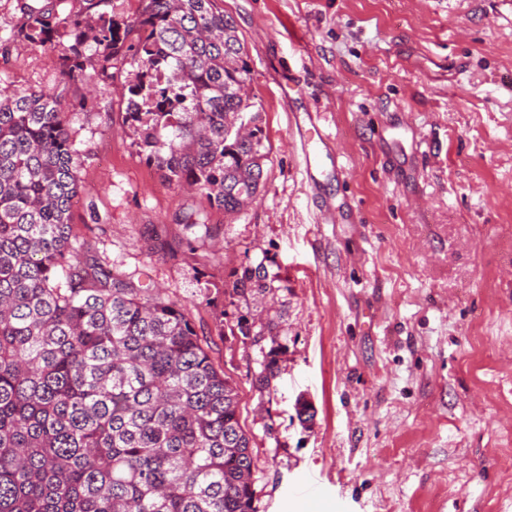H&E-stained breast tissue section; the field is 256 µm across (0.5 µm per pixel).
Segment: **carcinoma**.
<instances>
[{
  "mask_svg": "<svg viewBox=\"0 0 512 512\" xmlns=\"http://www.w3.org/2000/svg\"><path fill=\"white\" fill-rule=\"evenodd\" d=\"M80 2L30 0L0 43L62 60L52 92L0 89V512H257L238 391L191 320L73 243L79 158L60 107L131 67L138 153L235 213L269 155L244 44L218 0H142L132 18ZM241 117L247 139L227 134ZM277 372L267 361L259 389Z\"/></svg>",
  "mask_w": 512,
  "mask_h": 512,
  "instance_id": "cac0c4a2",
  "label": "carcinoma"
}]
</instances>
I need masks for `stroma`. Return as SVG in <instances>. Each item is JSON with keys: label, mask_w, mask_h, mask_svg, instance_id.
Here are the masks:
<instances>
[{"label": "stroma", "mask_w": 512, "mask_h": 512, "mask_svg": "<svg viewBox=\"0 0 512 512\" xmlns=\"http://www.w3.org/2000/svg\"><path fill=\"white\" fill-rule=\"evenodd\" d=\"M221 6L268 137L259 195L227 214L169 186L132 144L121 84L101 85L66 113L77 241L182 308L236 386L257 512H512V8ZM58 78L57 53L37 44L0 63L7 90ZM309 109L339 152L317 191L288 119ZM327 202L349 221L319 223ZM200 209L207 237L183 225ZM247 268L262 281L236 293ZM271 357L278 375L258 389ZM312 476L325 494L306 499Z\"/></svg>", "instance_id": "1"}]
</instances>
